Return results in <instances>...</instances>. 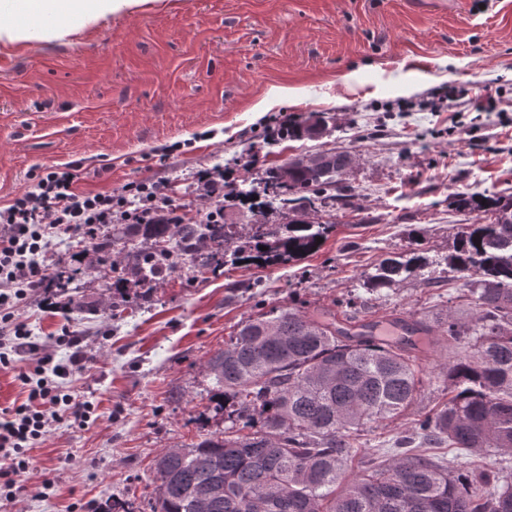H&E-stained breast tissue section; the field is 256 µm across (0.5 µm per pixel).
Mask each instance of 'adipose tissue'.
<instances>
[{"label": "adipose tissue", "mask_w": 512, "mask_h": 512, "mask_svg": "<svg viewBox=\"0 0 512 512\" xmlns=\"http://www.w3.org/2000/svg\"><path fill=\"white\" fill-rule=\"evenodd\" d=\"M150 0H0V46L72 34V20L89 25L111 15L127 14Z\"/></svg>", "instance_id": "1"}]
</instances>
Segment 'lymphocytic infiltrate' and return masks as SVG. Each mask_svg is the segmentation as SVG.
<instances>
[{
    "label": "lymphocytic infiltrate",
    "mask_w": 512,
    "mask_h": 512,
    "mask_svg": "<svg viewBox=\"0 0 512 512\" xmlns=\"http://www.w3.org/2000/svg\"><path fill=\"white\" fill-rule=\"evenodd\" d=\"M80 164L50 168L33 186L8 204L0 205V370L16 369L25 394L21 402L0 407V501L14 502L21 483L34 468L30 454L44 440L51 423L66 421L86 428L96 419V405L77 398L63 385L86 357L79 339L68 330L54 334L55 345L72 348L68 363L54 361L31 338L16 310L34 293H43L42 308L50 314L68 313L70 304L59 299L51 286L57 268L48 259L54 239L62 236L97 240L109 224H149L158 219L175 221L167 185L161 181L130 182L118 191H83ZM31 355L25 369H17L19 357Z\"/></svg>",
    "instance_id": "lymphocytic-infiltrate-1"
}]
</instances>
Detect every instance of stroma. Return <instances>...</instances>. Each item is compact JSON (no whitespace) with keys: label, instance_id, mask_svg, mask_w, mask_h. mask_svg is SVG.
<instances>
[{"label":"stroma","instance_id":"obj_1","mask_svg":"<svg viewBox=\"0 0 512 512\" xmlns=\"http://www.w3.org/2000/svg\"><path fill=\"white\" fill-rule=\"evenodd\" d=\"M276 86L297 89L281 106L296 122L324 118L322 137L267 138L252 107ZM445 86L457 97L436 107ZM490 89L501 110L473 127ZM328 150L356 158L339 177L347 198L310 214L332 230L300 260L186 270L150 289L130 278L116 291L103 283L128 265L127 248L99 263L90 243L53 240V257L77 272L68 292L76 304L50 318L38 293L18 317L59 361L71 351L50 336L64 327L81 337L88 361L68 386L94 394L98 419L85 429L53 424L31 450L24 491L0 512H66L75 502L109 512L118 498L151 512L154 458L223 429L205 363L259 313L317 317L350 299L387 340L398 316H476L447 258L459 225L492 220L458 210L456 195L512 194V0H176L0 49V205L45 168L77 162L82 189L161 180L175 203L203 211L200 171L223 170L234 191L256 189L266 168ZM414 245L430 261L423 276L365 295V276ZM422 349L418 400L365 430L363 447H387L442 401L448 352L429 341ZM47 478L55 487L44 496Z\"/></svg>","mask_w":512,"mask_h":512}]
</instances>
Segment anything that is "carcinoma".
Instances as JSON below:
<instances>
[{
    "mask_svg": "<svg viewBox=\"0 0 512 512\" xmlns=\"http://www.w3.org/2000/svg\"><path fill=\"white\" fill-rule=\"evenodd\" d=\"M348 152L326 151L329 172L300 166L265 170L262 210L305 213L339 199L338 176ZM462 209L490 212V224H464L448 264L463 276L478 310L474 320H436L452 360L444 364L449 397L421 414L394 439L347 473L359 432L412 406L423 384L411 336L422 320L393 324L395 341L376 324L357 323L353 302L338 303L344 321L291 309L262 312L237 325L207 360L209 402L224 429L159 453L153 463L152 512H512V195H459ZM259 224L236 238L232 224H114L94 250L131 242L126 274L144 286L190 260L214 271L224 248L233 260L311 253L332 228L293 219ZM428 263L419 249L381 261L363 287L379 294ZM460 451L453 474L426 453L441 445ZM499 455L493 475L475 476L472 457Z\"/></svg>",
    "mask_w": 512,
    "mask_h": 512,
    "instance_id": "cac0c4a2",
    "label": "carcinoma"
}]
</instances>
